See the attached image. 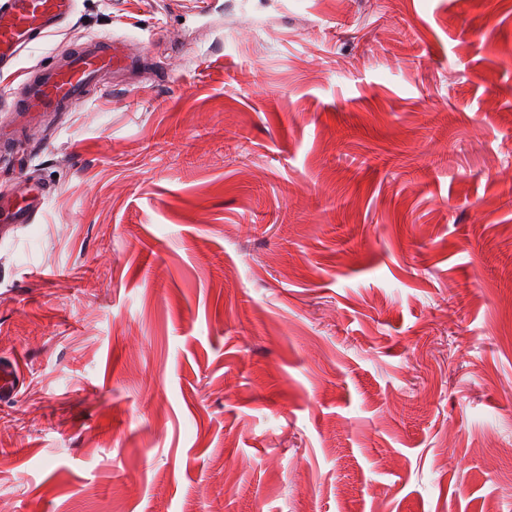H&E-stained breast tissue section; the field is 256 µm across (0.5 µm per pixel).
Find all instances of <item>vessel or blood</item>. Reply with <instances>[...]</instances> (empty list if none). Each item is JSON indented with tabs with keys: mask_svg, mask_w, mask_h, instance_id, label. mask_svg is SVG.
Masks as SVG:
<instances>
[{
	"mask_svg": "<svg viewBox=\"0 0 512 512\" xmlns=\"http://www.w3.org/2000/svg\"><path fill=\"white\" fill-rule=\"evenodd\" d=\"M76 11L77 0H0V71L11 70L25 51L62 29ZM136 61L126 39L88 40L43 69L13 109L28 113L71 111L86 101L91 91H103L127 75ZM48 193V187L35 181L19 191L0 193V223H34ZM20 381L16 364H1L0 400L11 397Z\"/></svg>",
	"mask_w": 512,
	"mask_h": 512,
	"instance_id": "b4317fda",
	"label": "vessel or blood"
}]
</instances>
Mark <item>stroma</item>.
<instances>
[{"mask_svg": "<svg viewBox=\"0 0 512 512\" xmlns=\"http://www.w3.org/2000/svg\"><path fill=\"white\" fill-rule=\"evenodd\" d=\"M148 68L0 192V512H512V0H79ZM50 188L29 180L27 186L12 193H0L1 224H31L42 211ZM21 381V371L19 367L10 362L8 365H0V401L11 397L18 389Z\"/></svg>", "mask_w": 512, "mask_h": 512, "instance_id": "35a3bbf8", "label": "stroma"}]
</instances>
